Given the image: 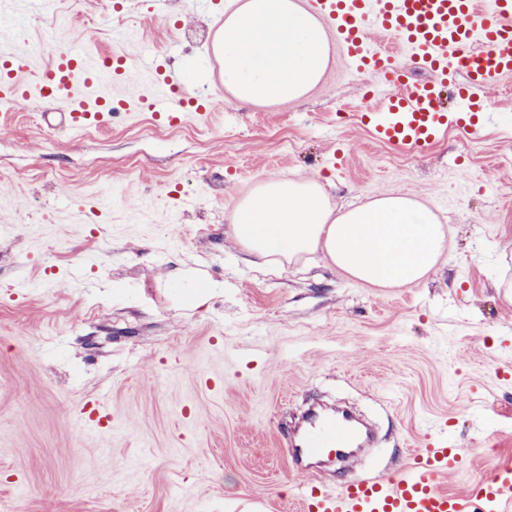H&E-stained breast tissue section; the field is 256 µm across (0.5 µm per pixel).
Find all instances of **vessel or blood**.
Here are the masks:
<instances>
[{
  "mask_svg": "<svg viewBox=\"0 0 512 512\" xmlns=\"http://www.w3.org/2000/svg\"><path fill=\"white\" fill-rule=\"evenodd\" d=\"M310 8L352 69L386 76L389 90L360 115L384 147L423 152L435 144L448 130L445 93L452 86L458 124L480 135L483 125L474 116L484 109L486 89L512 75V0H310ZM406 59L428 79L410 80ZM31 67L27 50L0 48V107L21 111L34 98L62 103L64 121L77 134L104 128L113 110L127 111L132 103L172 125L190 114L208 118L212 111L209 97L182 98L183 79L174 70L155 77V91L138 92L132 100L112 93L84 97L106 75H125L128 65L118 53L91 57L80 32L55 51L37 80H24ZM370 439L369 429L349 413L321 406L306 411L291 433L294 469L328 457L342 462L344 479L334 487L307 483L301 512H512L511 465L464 492L441 490L440 479L458 470L463 451L436 437L411 451L400 471L364 478L352 463Z\"/></svg>",
  "mask_w": 512,
  "mask_h": 512,
  "instance_id": "obj_1",
  "label": "vessel or blood"
}]
</instances>
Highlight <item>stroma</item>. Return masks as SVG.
<instances>
[{"mask_svg":"<svg viewBox=\"0 0 512 512\" xmlns=\"http://www.w3.org/2000/svg\"><path fill=\"white\" fill-rule=\"evenodd\" d=\"M124 3L53 0L8 35L31 49L79 27L94 55L146 38L213 115L118 112L76 136L54 104L0 109V512H298L309 476L285 428L319 392L386 434L365 476L441 430L470 460L443 489L512 465V304L496 286L512 279V77L488 89L481 136L453 125L406 153L358 118L384 79L338 51L302 98L243 104L198 0ZM262 178L318 180L338 208L410 196L448 251L400 288L319 254L243 261L231 208ZM101 397L112 421L93 432L75 410Z\"/></svg>","mask_w":512,"mask_h":512,"instance_id":"1","label":"stroma"}]
</instances>
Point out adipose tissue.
<instances>
[{"label":"adipose tissue","mask_w":512,"mask_h":512,"mask_svg":"<svg viewBox=\"0 0 512 512\" xmlns=\"http://www.w3.org/2000/svg\"><path fill=\"white\" fill-rule=\"evenodd\" d=\"M224 85L244 103L303 97L321 79L329 43L298 0H242L218 29ZM243 252L281 267L322 253L348 276L379 288L424 281L448 248L436 213L387 194L350 209L333 207L315 180L267 178L232 211Z\"/></svg>","instance_id":"1"}]
</instances>
